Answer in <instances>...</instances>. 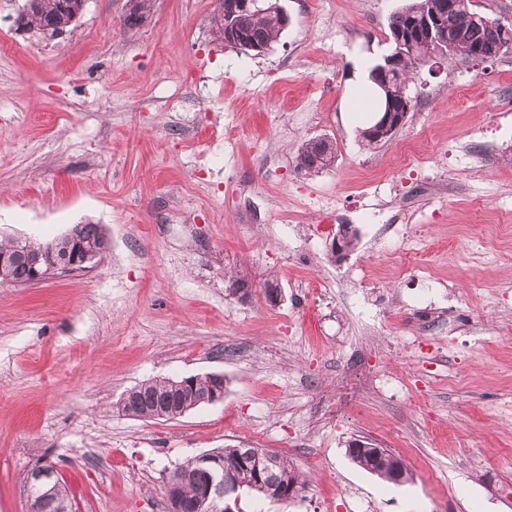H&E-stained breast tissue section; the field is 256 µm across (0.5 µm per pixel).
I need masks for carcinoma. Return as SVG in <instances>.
<instances>
[{
    "mask_svg": "<svg viewBox=\"0 0 512 512\" xmlns=\"http://www.w3.org/2000/svg\"><path fill=\"white\" fill-rule=\"evenodd\" d=\"M85 0H25L24 7L15 18V24L19 29H36L54 24L57 31L64 34L69 28L76 25L80 19ZM437 0H406L390 19V35L397 34L400 30L407 29L409 23L421 19L431 13ZM226 0H220V10L212 19L218 38L225 46L239 51H244V46L250 44L264 49L271 46L278 35L283 31L277 0H266L263 9L242 14L233 21H228L225 11ZM440 28L447 34L448 39L460 41L473 50L483 51L496 40L512 43V23L502 24L497 18H488L483 22L476 16V12L468 7L460 5L447 7L439 14ZM438 51V44L428 39L419 37L413 44L404 50L397 62V70L390 78V86L385 91V96L392 98L395 111L404 112L411 106L410 99L405 94L406 80L411 69ZM336 160V144L332 141H324L319 138L305 143L298 155L299 167L308 171L318 172L334 164ZM41 248L39 244L27 241L0 242V251L17 250L19 256L17 262L10 269L11 282L17 285L30 282V269L26 262V256L37 252ZM215 382L207 376L193 377V384L188 391L179 396L180 402L190 408L194 405L193 391L212 390ZM170 393L168 380H150L133 388V395L127 401H121L122 412L140 417L150 415L153 412L157 400ZM246 451L245 446H227L217 449L224 458V482L238 490H247L265 495V491L257 486L254 475L244 470L239 464V458ZM351 460L360 468L372 474H381L382 469H387L388 476L396 474L400 458L387 456L376 458L371 455L368 448H349ZM275 464L272 465L273 476L283 478L291 483L296 492L300 493L306 487V481L302 480L292 467L287 458L273 454ZM181 489L188 502V512H194L196 493L199 487L208 480V474L200 469L195 459L191 458L179 468Z\"/></svg>",
    "mask_w": 512,
    "mask_h": 512,
    "instance_id": "carcinoma-1",
    "label": "carcinoma"
}]
</instances>
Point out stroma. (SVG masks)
Here are the masks:
<instances>
[{
    "label": "stroma",
    "instance_id": "obj_1",
    "mask_svg": "<svg viewBox=\"0 0 512 512\" xmlns=\"http://www.w3.org/2000/svg\"><path fill=\"white\" fill-rule=\"evenodd\" d=\"M279 3L257 55L215 40L217 0H153L132 29L127 0H87L51 40L0 0V241L96 224L111 244L91 271L0 283V512H24L39 460L77 512H167L169 474L245 440L308 484L232 512H512V52L422 63L368 146L342 99L403 0ZM320 135L334 165L301 170ZM216 372L223 401L178 419L119 407ZM355 439L403 483L354 464ZM168 381L169 378L150 380L131 389L134 393L130 399L121 401L122 412L134 417L151 415L156 401L169 395Z\"/></svg>",
    "mask_w": 512,
    "mask_h": 512
}]
</instances>
